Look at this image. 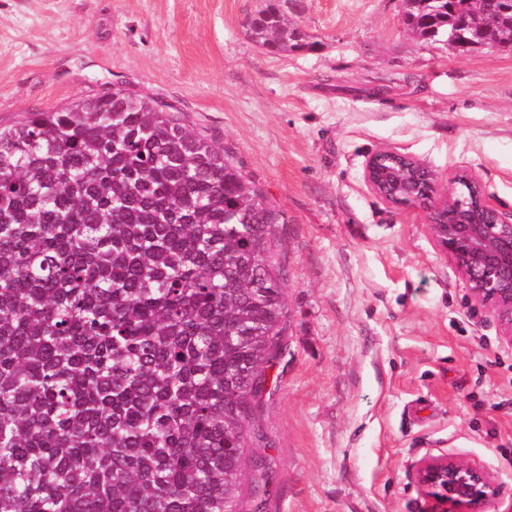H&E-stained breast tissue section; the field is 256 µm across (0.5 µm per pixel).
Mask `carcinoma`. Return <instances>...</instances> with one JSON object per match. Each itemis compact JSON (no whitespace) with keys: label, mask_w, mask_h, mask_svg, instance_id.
Instances as JSON below:
<instances>
[{"label":"carcinoma","mask_w":512,"mask_h":512,"mask_svg":"<svg viewBox=\"0 0 512 512\" xmlns=\"http://www.w3.org/2000/svg\"><path fill=\"white\" fill-rule=\"evenodd\" d=\"M501 8L402 0V20L512 49ZM247 33L316 46L281 0ZM176 112L122 86L0 127V512H239L284 217Z\"/></svg>","instance_id":"carcinoma-1"}]
</instances>
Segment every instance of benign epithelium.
I'll return each instance as SVG.
<instances>
[{"label": "benign epithelium", "instance_id": "benign-epithelium-1", "mask_svg": "<svg viewBox=\"0 0 512 512\" xmlns=\"http://www.w3.org/2000/svg\"><path fill=\"white\" fill-rule=\"evenodd\" d=\"M364 179L386 203L424 213L437 250L464 279L472 308L512 346V215L492 202L481 180L450 171L443 194L439 173L390 150L368 158ZM416 479L440 512H490L500 498V484L484 466L447 454L422 460Z\"/></svg>", "mask_w": 512, "mask_h": 512}]
</instances>
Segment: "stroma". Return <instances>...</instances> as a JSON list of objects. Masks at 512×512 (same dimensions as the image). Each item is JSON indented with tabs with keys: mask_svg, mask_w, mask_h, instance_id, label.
Returning <instances> with one entry per match:
<instances>
[{
	"mask_svg": "<svg viewBox=\"0 0 512 512\" xmlns=\"http://www.w3.org/2000/svg\"><path fill=\"white\" fill-rule=\"evenodd\" d=\"M260 0H0V126L123 85L231 150L286 222L283 354L246 422L241 512H436L452 455L512 512V346L466 302L423 213L364 180L380 150L473 173L512 212V50L415 38L401 0H288L315 51L246 32Z\"/></svg>",
	"mask_w": 512,
	"mask_h": 512,
	"instance_id": "35a3bbf8",
	"label": "stroma"
}]
</instances>
